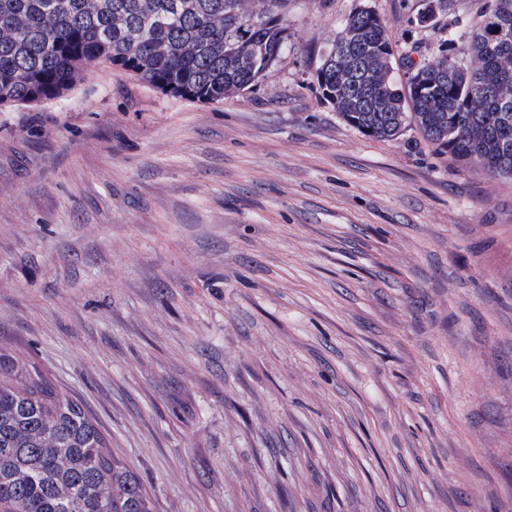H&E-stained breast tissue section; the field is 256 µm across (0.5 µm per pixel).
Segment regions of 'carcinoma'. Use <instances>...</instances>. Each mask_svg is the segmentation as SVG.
I'll use <instances>...</instances> for the list:
<instances>
[{"label":"carcinoma","mask_w":512,"mask_h":512,"mask_svg":"<svg viewBox=\"0 0 512 512\" xmlns=\"http://www.w3.org/2000/svg\"><path fill=\"white\" fill-rule=\"evenodd\" d=\"M289 0H0V109L62 97L97 63L119 68L182 99L218 104L256 86L288 48ZM512 25V0H492L469 32L448 23L436 57L410 63L404 89L393 63L373 84L333 79L323 53V98L365 135L391 140L412 124L423 138L490 177H512V101L487 112L472 99L488 73L507 76L512 92V37L488 27ZM365 35L394 58L386 22L354 8L342 29ZM259 54L241 61L225 52L240 29ZM453 78L448 53L455 45ZM0 509L3 512H153L138 477L112 453L85 405L34 364L0 347Z\"/></svg>","instance_id":"1"}]
</instances>
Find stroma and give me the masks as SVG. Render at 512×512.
Instances as JSON below:
<instances>
[{"instance_id": "stroma-1", "label": "stroma", "mask_w": 512, "mask_h": 512, "mask_svg": "<svg viewBox=\"0 0 512 512\" xmlns=\"http://www.w3.org/2000/svg\"><path fill=\"white\" fill-rule=\"evenodd\" d=\"M360 1L405 83L427 0H290L287 50L223 103L96 64L0 111V345L154 512H512V178L323 99Z\"/></svg>"}]
</instances>
